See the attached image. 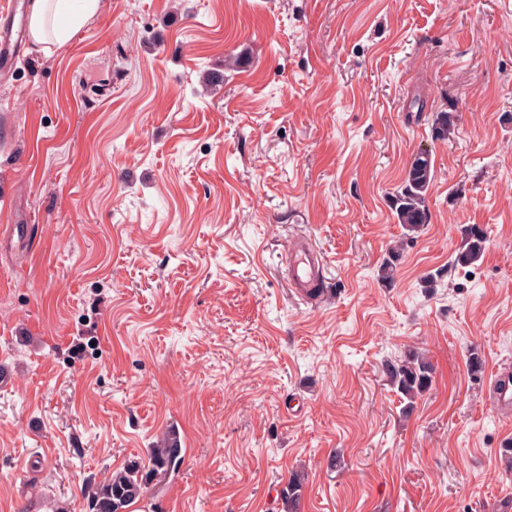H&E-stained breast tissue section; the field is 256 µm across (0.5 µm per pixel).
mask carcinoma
Segmentation results:
<instances>
[{
  "label": "carcinoma",
  "instance_id": "1",
  "mask_svg": "<svg viewBox=\"0 0 512 512\" xmlns=\"http://www.w3.org/2000/svg\"><path fill=\"white\" fill-rule=\"evenodd\" d=\"M456 115L452 112H437L430 125V136L434 141H447L455 134ZM435 179V168L431 154L418 153L406 171L404 180L394 196L398 223L415 232L428 219V192ZM488 240L487 230L475 225L466 229L465 240L452 259L455 266L466 267L479 259ZM384 371L390 384L408 400L425 393L432 386L433 368L426 357L411 352L402 358L386 360ZM184 463V452L175 438L164 436L158 439L149 454V470L140 474L139 468L131 465L112 471L102 482L85 488L88 512H126L129 505L140 498L145 483L152 477L167 476L180 470ZM303 480L293 472L280 492L285 507L294 505L300 496Z\"/></svg>",
  "mask_w": 512,
  "mask_h": 512
}]
</instances>
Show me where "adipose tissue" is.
Masks as SVG:
<instances>
[{
	"label": "adipose tissue",
	"mask_w": 512,
	"mask_h": 512,
	"mask_svg": "<svg viewBox=\"0 0 512 512\" xmlns=\"http://www.w3.org/2000/svg\"><path fill=\"white\" fill-rule=\"evenodd\" d=\"M99 7L100 0H32L30 38L36 44H65Z\"/></svg>",
	"instance_id": "1"
}]
</instances>
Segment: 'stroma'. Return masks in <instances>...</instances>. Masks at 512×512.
<instances>
[{
	"mask_svg": "<svg viewBox=\"0 0 512 512\" xmlns=\"http://www.w3.org/2000/svg\"><path fill=\"white\" fill-rule=\"evenodd\" d=\"M298 237L324 298L290 286ZM411 351L408 411L381 364ZM509 364L512 0H101L0 70V512H85L171 430L180 472L127 512H280L294 471L297 512H504ZM456 115L452 112H436L433 115L430 125V136L432 141H447L450 136L455 135ZM435 179V168L428 151L418 153L406 171L394 196L396 218L409 231H418L428 219V192ZM465 240L462 247H460L452 259L454 266L466 267L479 259L480 255L485 250V244L488 240L487 230L479 225L467 228ZM382 365L393 388L410 401L409 407L432 386L433 368L423 354L410 352L403 358L384 360ZM492 401L497 409L511 418L512 412V369H498L492 379Z\"/></svg>",
	"mask_w": 512,
	"mask_h": 512,
	"instance_id": "35a3bbf8",
	"label": "stroma"
}]
</instances>
